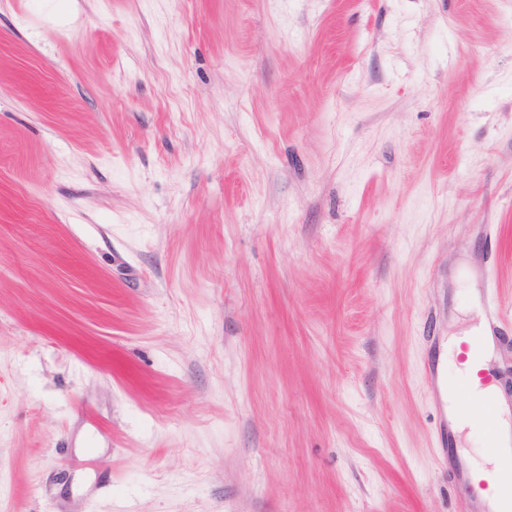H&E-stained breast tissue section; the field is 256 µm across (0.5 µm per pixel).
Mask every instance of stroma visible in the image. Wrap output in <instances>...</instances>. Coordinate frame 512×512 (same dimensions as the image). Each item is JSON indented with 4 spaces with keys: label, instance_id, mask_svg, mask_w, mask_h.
Returning a JSON list of instances; mask_svg holds the SVG:
<instances>
[{
    "label": "stroma",
    "instance_id": "35a3bbf8",
    "mask_svg": "<svg viewBox=\"0 0 512 512\" xmlns=\"http://www.w3.org/2000/svg\"><path fill=\"white\" fill-rule=\"evenodd\" d=\"M488 271L512 0H0V512H458Z\"/></svg>",
    "mask_w": 512,
    "mask_h": 512
}]
</instances>
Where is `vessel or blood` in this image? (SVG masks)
<instances>
[{
  "label": "vessel or blood",
  "instance_id": "1",
  "mask_svg": "<svg viewBox=\"0 0 512 512\" xmlns=\"http://www.w3.org/2000/svg\"><path fill=\"white\" fill-rule=\"evenodd\" d=\"M482 295L487 333L473 337L470 343L475 379H461L456 386H449L448 353L444 350L428 357L424 370L440 412L435 427L436 444L448 466V482L459 497L461 512H512V462L478 481L473 477L471 464L454 447L458 420L469 418L484 432L491 452H498L499 419L505 416L512 420V393L500 388L494 364L483 359L486 343H493L498 349L512 343V337L500 331L501 324L512 320V308L495 285L485 286Z\"/></svg>",
  "mask_w": 512,
  "mask_h": 512
}]
</instances>
